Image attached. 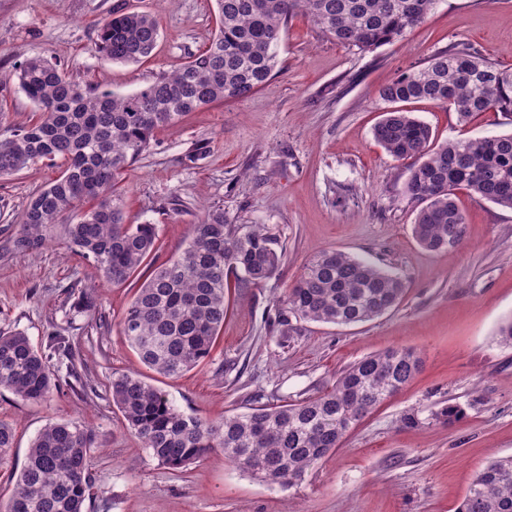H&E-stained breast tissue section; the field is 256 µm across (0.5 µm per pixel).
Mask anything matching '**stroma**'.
<instances>
[{"instance_id": "obj_1", "label": "stroma", "mask_w": 512, "mask_h": 512, "mask_svg": "<svg viewBox=\"0 0 512 512\" xmlns=\"http://www.w3.org/2000/svg\"><path fill=\"white\" fill-rule=\"evenodd\" d=\"M116 10L159 16L147 61L112 64L92 53L98 23ZM216 30L215 0H0V113L20 123L34 110L9 78L26 58L46 56L77 82L129 94L203 52ZM461 42L512 68V0H438L424 23L368 53L336 44L298 15L288 22L279 70L262 89L158 133L118 188L125 222L157 227L148 266L180 252L212 206L236 223L269 225L282 250L262 286L230 290L211 356L178 377L142 368L122 334L140 277L103 284L67 250L60 224L39 250L6 251L30 196L58 168L40 160L0 179V328L24 332L41 350L49 337H66L87 385L81 394L61 386L39 403L0 391V420L16 428L0 490L46 423L82 419L102 444L90 461L98 494L88 512H456L475 474L512 456V344L497 334L512 315V210L458 191L462 244L424 250L413 234L416 206L403 193L409 163L388 155L372 129L389 108L381 87ZM408 108L440 143L512 132L493 111L462 124L430 101ZM327 248L389 266L407 283L404 301L357 326L295 318L270 325L277 298ZM84 291L95 303L81 309ZM395 347L420 356L419 373L291 487L254 479L220 449L187 470L165 468L126 428L109 392L113 374L138 372L185 414L218 419L259 402L319 396L353 362ZM443 401L466 410L453 426L431 416ZM412 410L420 425L401 426Z\"/></svg>"}]
</instances>
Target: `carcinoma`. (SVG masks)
Returning a JSON list of instances; mask_svg holds the SVG:
<instances>
[{
  "instance_id": "1",
  "label": "carcinoma",
  "mask_w": 512,
  "mask_h": 512,
  "mask_svg": "<svg viewBox=\"0 0 512 512\" xmlns=\"http://www.w3.org/2000/svg\"><path fill=\"white\" fill-rule=\"evenodd\" d=\"M437 0H216L218 34L181 68L145 88L118 96L82 85L52 60L28 58L12 73L32 101L29 120L0 131V178L38 160L62 162L60 175L33 194L10 238L14 252L40 249L51 229L65 225L72 252L91 263L107 283L132 278L154 251V224H127L115 186L151 147L158 131L189 112L264 87L278 65L288 19L302 14L336 43L362 52L391 44L420 24ZM160 20L148 12H114L98 28L93 52L112 63H139L152 54ZM393 108L374 126L378 144L397 159H411L404 193L417 205L413 234L428 251L460 245L466 220L455 190L464 188L512 209V133L432 145L430 127L400 103L428 100L461 121L487 110L512 125V68H503L463 45L434 53L379 91ZM281 254L264 224H233L224 209H209L191 225L185 248L154 268L122 318V332L140 362L176 377L208 358L224 328L230 279L259 287L276 274ZM406 294L392 270L361 256L325 249L309 258L278 300L274 321L352 326L395 309ZM47 353L20 331L0 329V389L30 401L60 386L52 358L73 360L65 339L53 337ZM412 350L391 348L344 370L326 393L296 403L260 405L219 420L181 412L160 389L135 374L112 376L114 406L151 456L183 470L220 448L254 478L292 486L341 447L379 403L408 384L421 368ZM464 410L448 402L432 413L445 425ZM14 429L0 421V466L13 448ZM100 448L82 420L45 425L0 512H85L96 494L91 458ZM458 512H512V456L491 460L470 484Z\"/></svg>"
}]
</instances>
